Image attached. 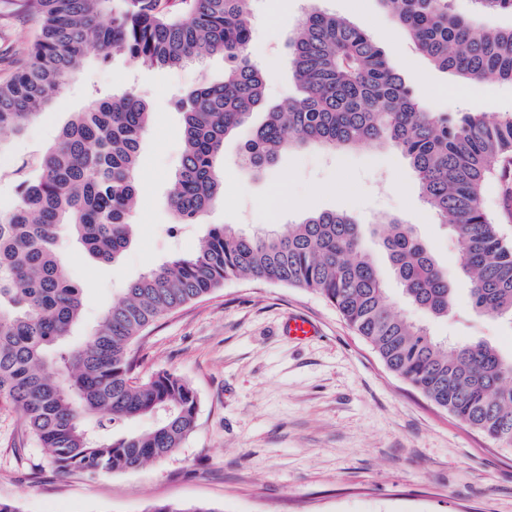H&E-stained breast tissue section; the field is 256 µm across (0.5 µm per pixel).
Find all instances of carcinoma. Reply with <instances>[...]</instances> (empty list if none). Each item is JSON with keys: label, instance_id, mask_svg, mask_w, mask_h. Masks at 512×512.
I'll return each instance as SVG.
<instances>
[{"label": "carcinoma", "instance_id": "1", "mask_svg": "<svg viewBox=\"0 0 512 512\" xmlns=\"http://www.w3.org/2000/svg\"><path fill=\"white\" fill-rule=\"evenodd\" d=\"M249 0H21L36 36L15 71L0 80V132L21 134L53 103L93 43L148 68L200 64L220 55L231 67L174 101L182 114L181 170L168 202L170 230L196 224L224 199L217 165L224 140L250 114L264 124L241 146L243 164L272 166L282 152L318 145L390 146L410 162L423 200L455 234L473 309L512 320V243L499 213L484 205L497 183L512 215V116L427 112L387 59L379 40L332 13L308 10L288 37L298 94L266 108L262 67L248 49ZM415 50L461 83L512 84V0H379ZM151 127L132 91L92 99L55 142L16 169V200L0 210V402L18 412L24 433L59 471L91 476L129 471L172 454L195 432L198 398L184 377H137L133 343L162 316L209 296L224 281L250 279L305 288L336 307L384 364L437 407L491 440L512 446V360L485 342L448 344L394 313L359 225L336 211L309 213L285 230L248 234L212 224L199 247L176 254L127 283L78 344L82 288L57 241L74 240L94 259L115 261L131 242L140 146ZM383 247L404 299L435 317L452 309L455 282L413 225L379 222ZM152 417L144 433L120 423ZM148 512H216L159 504Z\"/></svg>", "mask_w": 512, "mask_h": 512}]
</instances>
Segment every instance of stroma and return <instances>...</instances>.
<instances>
[{
	"label": "stroma",
	"instance_id": "1",
	"mask_svg": "<svg viewBox=\"0 0 512 512\" xmlns=\"http://www.w3.org/2000/svg\"><path fill=\"white\" fill-rule=\"evenodd\" d=\"M380 39L392 65L429 112L512 114V86L453 88L450 75L416 53L377 0H316ZM303 0H253L251 55L265 67L266 103L297 93L288 32ZM36 29L0 0V48L30 46ZM229 64L214 56L175 69L133 66L90 49L84 68L23 135L9 136L0 167L51 144L70 113L97 95L136 91L153 111L141 146L136 234L116 262L101 265L68 238L60 251L82 288L85 321L121 297L125 285L174 254L195 251L208 225L263 232L283 229L310 211L336 210L360 224L394 310L451 343L483 340L512 357V322L472 311L459 279L458 249L422 199L415 173L396 150L374 147L333 155L307 147L255 172L241 163L242 135L226 139L220 165L231 188L202 223L171 234L169 186L180 168L182 118L172 102L201 82L222 81ZM305 208L289 207V199ZM413 224L448 274L457 278L458 318L434 319L407 304L374 220ZM308 318L316 336L297 340L283 327ZM138 374L169 371L187 379L199 400L195 433L170 456L130 471L91 477L57 471L21 429L17 411L0 404V500L20 512H146L149 505L203 504L215 512H512V447H503L439 409L389 370L335 307L302 288L243 279L161 317L137 340Z\"/></svg>",
	"mask_w": 512,
	"mask_h": 512
}]
</instances>
